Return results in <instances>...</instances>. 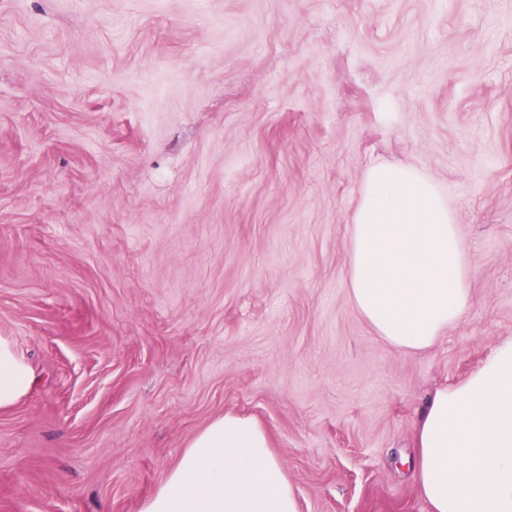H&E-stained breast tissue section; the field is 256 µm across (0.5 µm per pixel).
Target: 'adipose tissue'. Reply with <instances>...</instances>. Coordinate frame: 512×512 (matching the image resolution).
Here are the masks:
<instances>
[{
    "label": "adipose tissue",
    "mask_w": 512,
    "mask_h": 512,
    "mask_svg": "<svg viewBox=\"0 0 512 512\" xmlns=\"http://www.w3.org/2000/svg\"><path fill=\"white\" fill-rule=\"evenodd\" d=\"M350 297L391 346L417 352L470 306L463 243L435 180L400 164L371 166L350 224ZM36 376L0 337V411ZM415 486L429 512H512V337L462 381L431 391L414 420ZM140 512H299L262 425L232 412L213 420Z\"/></svg>",
    "instance_id": "adipose-tissue-1"
}]
</instances>
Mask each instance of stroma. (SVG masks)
Returning a JSON list of instances; mask_svg holds the SVG:
<instances>
[{
    "mask_svg": "<svg viewBox=\"0 0 512 512\" xmlns=\"http://www.w3.org/2000/svg\"><path fill=\"white\" fill-rule=\"evenodd\" d=\"M382 162L432 176L471 302L403 352L350 301ZM0 512H139L233 412L299 512H428L425 395L512 336V0H0ZM36 376L12 343L0 337V411H7L32 392Z\"/></svg>",
    "mask_w": 512,
    "mask_h": 512,
    "instance_id": "obj_1",
    "label": "stroma"
}]
</instances>
